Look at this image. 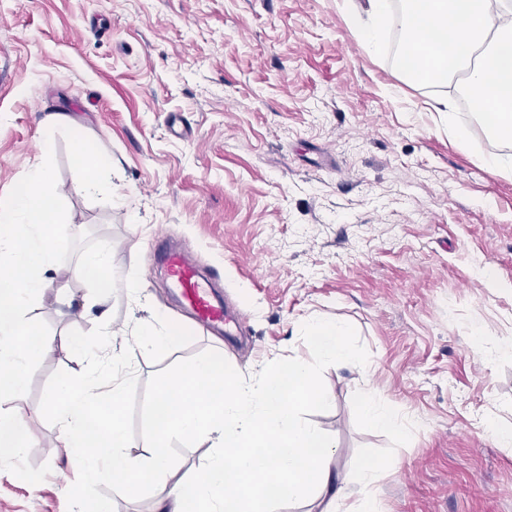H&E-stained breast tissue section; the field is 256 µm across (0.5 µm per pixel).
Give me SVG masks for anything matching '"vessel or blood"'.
<instances>
[{
  "instance_id": "b4317fda",
  "label": "vessel or blood",
  "mask_w": 512,
  "mask_h": 512,
  "mask_svg": "<svg viewBox=\"0 0 512 512\" xmlns=\"http://www.w3.org/2000/svg\"><path fill=\"white\" fill-rule=\"evenodd\" d=\"M156 259L164 266L167 278L176 291L182 306L197 320L211 328L221 329L228 321L222 304L212 294L189 259L187 249L174 248L166 238H158Z\"/></svg>"
}]
</instances>
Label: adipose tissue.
<instances>
[{
    "instance_id": "1",
    "label": "adipose tissue",
    "mask_w": 512,
    "mask_h": 512,
    "mask_svg": "<svg viewBox=\"0 0 512 512\" xmlns=\"http://www.w3.org/2000/svg\"><path fill=\"white\" fill-rule=\"evenodd\" d=\"M344 5L374 49L385 27L401 20L404 76L442 84L466 69L468 101L494 139L512 143V0H344ZM300 331L312 337L319 361L362 370L349 345L348 323L313 321ZM69 348L85 363L59 382L52 412L60 446L69 461L82 466L87 484L105 483L136 496L148 483L172 479L169 494L156 499L150 512H185L190 501L202 512H271L276 499L309 503L318 512H355L347 481L333 464V437L301 416L305 405L331 404L316 380V363L295 359L262 371L253 383L210 358L161 375L149 454L137 459L120 419L105 423L93 414L105 403L122 404V380L103 372L109 344L95 352L77 342ZM359 412L372 428L393 433L406 428L404 415L381 403L375 391H366ZM199 437L214 448L203 470L172 477L171 440ZM34 446L22 412L0 411V454L21 457Z\"/></svg>"
}]
</instances>
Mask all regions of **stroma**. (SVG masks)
<instances>
[{
	"label": "stroma",
	"instance_id": "obj_1",
	"mask_svg": "<svg viewBox=\"0 0 512 512\" xmlns=\"http://www.w3.org/2000/svg\"><path fill=\"white\" fill-rule=\"evenodd\" d=\"M460 85L404 81L390 51L367 52L343 0H0V199L52 134L70 232L110 243L119 281L143 288L141 304L120 288L95 305L76 257L56 265L31 315L58 347L26 395L0 403L23 410L38 443L0 459V512H79L84 496L148 512L167 493L84 487L49 407L80 366L66 343L96 349L102 321L121 331L153 310L185 334L156 352L114 341L132 455L145 452L160 373L211 356L249 381L313 358L294 326L346 321L368 371L321 366L333 402L302 415L335 437L355 504L361 466L379 461L391 465L379 512H512V447L485 429L512 424V178L487 167L505 146L473 112L456 114L461 142L431 111ZM62 126L106 153L114 202L79 191ZM161 233L213 276L243 335L182 309L154 257ZM370 386L405 433L363 421Z\"/></svg>",
	"mask_w": 512,
	"mask_h": 512
}]
</instances>
